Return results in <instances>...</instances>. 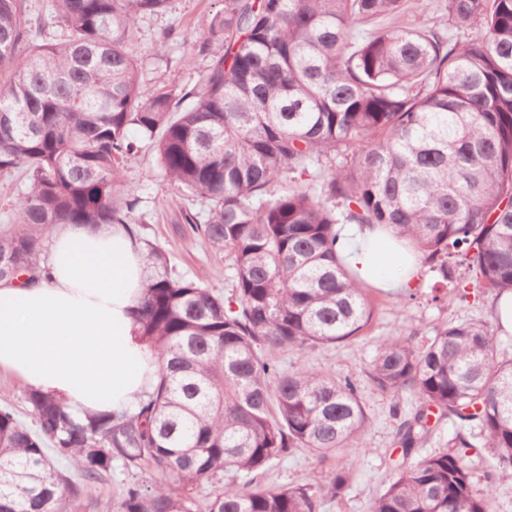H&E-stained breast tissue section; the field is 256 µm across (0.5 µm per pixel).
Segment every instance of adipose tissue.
<instances>
[{"mask_svg": "<svg viewBox=\"0 0 512 512\" xmlns=\"http://www.w3.org/2000/svg\"><path fill=\"white\" fill-rule=\"evenodd\" d=\"M341 242L366 285L400 292L415 284L416 257L392 233L348 224ZM45 265L37 281L0 280V368L81 412L136 405L159 371L133 319L144 251L124 225L67 224L51 232Z\"/></svg>", "mask_w": 512, "mask_h": 512, "instance_id": "obj_1", "label": "adipose tissue"}]
</instances>
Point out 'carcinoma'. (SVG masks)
<instances>
[{
    "instance_id": "cac0c4a2",
    "label": "carcinoma",
    "mask_w": 512,
    "mask_h": 512,
    "mask_svg": "<svg viewBox=\"0 0 512 512\" xmlns=\"http://www.w3.org/2000/svg\"><path fill=\"white\" fill-rule=\"evenodd\" d=\"M221 2L202 35L179 33L219 51L175 95L143 93L128 49L170 0H45L33 15L0 0V175L30 173L0 230V278L43 272L59 224L129 223L139 198L124 165L151 144L167 181L208 202L206 221H182L233 281L225 296L176 277L142 241L135 318L157 385L131 410L81 415L29 390L32 428L0 406V512H65L116 465V512H321L343 495L345 455L367 427L362 385L279 358L352 341L372 316L339 224L390 227L443 279L461 255L478 287L512 291V0H447L432 27L359 40L354 25L396 18L404 0ZM49 27L63 36L35 43ZM323 162L327 175H310ZM363 382L416 403L396 431L397 474L369 512H489L498 480L512 479V358L490 323H445L420 343L392 333ZM433 415L456 431L448 450L418 456ZM476 439L495 460L482 489ZM300 448L339 456L326 485H255Z\"/></svg>"
}]
</instances>
